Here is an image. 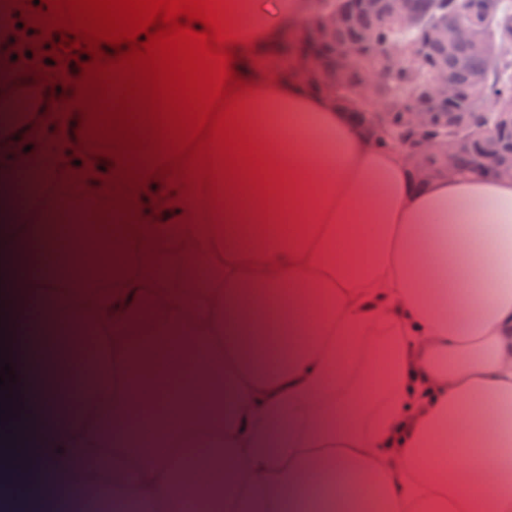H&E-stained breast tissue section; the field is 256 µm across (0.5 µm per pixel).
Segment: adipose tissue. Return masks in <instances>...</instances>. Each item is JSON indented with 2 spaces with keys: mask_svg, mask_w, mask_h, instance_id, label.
<instances>
[{
  "mask_svg": "<svg viewBox=\"0 0 512 512\" xmlns=\"http://www.w3.org/2000/svg\"><path fill=\"white\" fill-rule=\"evenodd\" d=\"M233 3L232 66L285 174V231L238 200L225 217L178 177L124 183L95 141H77L83 114L38 76L41 55L17 75L0 67L26 103L0 145V222L20 210L40 226L0 238V306L40 323L38 347L56 317H98L96 279L110 280L113 512L144 497L181 512L202 463L214 480L195 512H512V178L418 183L325 94L255 68L309 0ZM61 213L80 237L67 253ZM29 250L65 254L66 285L15 276ZM48 366L57 398L42 407L66 410L47 445L77 474L80 360Z\"/></svg>",
  "mask_w": 512,
  "mask_h": 512,
  "instance_id": "1",
  "label": "adipose tissue"
}]
</instances>
